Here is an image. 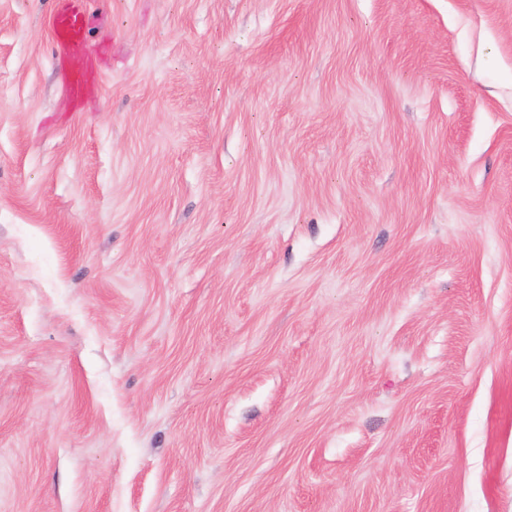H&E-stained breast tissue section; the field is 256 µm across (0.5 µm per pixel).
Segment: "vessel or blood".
I'll list each match as a JSON object with an SVG mask.
<instances>
[{
    "label": "vessel or blood",
    "instance_id": "vessel-or-blood-1",
    "mask_svg": "<svg viewBox=\"0 0 512 512\" xmlns=\"http://www.w3.org/2000/svg\"><path fill=\"white\" fill-rule=\"evenodd\" d=\"M52 38L65 66L67 88L69 92H78L82 83L83 65L89 57L85 10L69 0L54 18Z\"/></svg>",
    "mask_w": 512,
    "mask_h": 512
}]
</instances>
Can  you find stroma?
Returning <instances> with one entry per match:
<instances>
[{"label":"stroma","instance_id":"obj_1","mask_svg":"<svg viewBox=\"0 0 512 512\" xmlns=\"http://www.w3.org/2000/svg\"><path fill=\"white\" fill-rule=\"evenodd\" d=\"M0 0V512H512V0ZM52 38L65 66L67 88L74 94L81 87L83 65L89 58L86 11L73 3L61 7L53 21Z\"/></svg>","mask_w":512,"mask_h":512}]
</instances>
